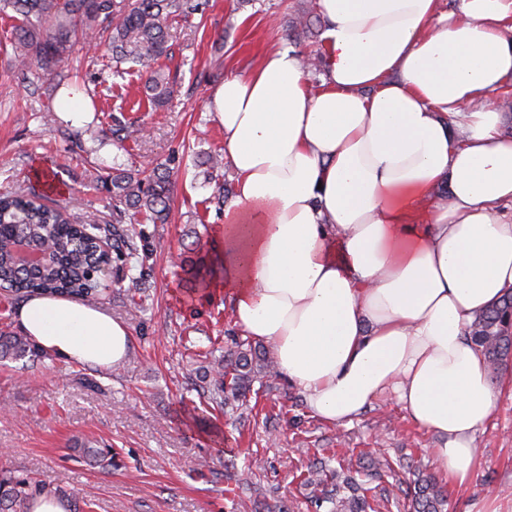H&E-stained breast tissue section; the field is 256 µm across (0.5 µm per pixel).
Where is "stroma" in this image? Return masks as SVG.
I'll return each mask as SVG.
<instances>
[{
  "label": "stroma",
  "instance_id": "35a3bbf8",
  "mask_svg": "<svg viewBox=\"0 0 512 512\" xmlns=\"http://www.w3.org/2000/svg\"><path fill=\"white\" fill-rule=\"evenodd\" d=\"M299 0H206L203 12L172 29L167 65L177 79L171 103L149 105L145 73L115 79L104 47L80 49L70 86L88 95L90 117L101 130L136 122L138 142L66 138L65 119L47 125L55 98L11 72L13 21L0 17V193L52 180L55 198L72 215L102 209L106 193L94 189L82 149H96L105 164L141 169L178 157L180 170L167 223L137 222L148 243L153 277L141 309L126 286L109 277L101 304L132 336L126 360L107 371L46 357L0 360V472L44 479L76 490L71 512H263L283 500L288 512H315L313 486L302 475L313 462L329 468L354 464L360 452L387 459L377 479L376 512H407L399 483L402 465L434 476V438L408 420L395 403L366 410L344 426L311 415L285 378L253 386L246 408L223 413L204 394L202 351L224 352L237 330L224 299L188 288L179 260L192 250L214 251L224 223L211 197L199 157L222 152L224 133L206 109L210 83L200 72L251 67L287 45L286 23ZM496 408L476 444L481 461L470 485L447 487V512H470L484 498L512 499V389L492 381ZM110 449L115 465L103 470L72 458V447ZM247 481L251 493L228 494L224 465Z\"/></svg>",
  "mask_w": 512,
  "mask_h": 512
}]
</instances>
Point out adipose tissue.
Returning <instances> with one entry per match:
<instances>
[{"label":"adipose tissue","mask_w":512,"mask_h":512,"mask_svg":"<svg viewBox=\"0 0 512 512\" xmlns=\"http://www.w3.org/2000/svg\"><path fill=\"white\" fill-rule=\"evenodd\" d=\"M323 77L268 51L215 86L234 196L211 289L332 425L393 399L469 485L494 412L473 320L512 291V0H318ZM447 185V195L437 193ZM44 353L106 368L132 347L104 307L38 296L15 313Z\"/></svg>","instance_id":"obj_1"}]
</instances>
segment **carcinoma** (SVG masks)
Listing matches in <instances>:
<instances>
[{
  "label": "carcinoma",
  "mask_w": 512,
  "mask_h": 512,
  "mask_svg": "<svg viewBox=\"0 0 512 512\" xmlns=\"http://www.w3.org/2000/svg\"><path fill=\"white\" fill-rule=\"evenodd\" d=\"M202 10L200 0H0V13L12 12L11 70L32 86H45L48 94L57 93L67 76L55 72L59 63L76 53L94 33L106 34V50L112 59V74L124 77L125 65L146 70L145 93L148 103L162 107L173 92V80L160 60L171 55L172 23L185 20ZM288 44L299 47L318 36L322 28L319 7L314 0L300 5L288 22ZM95 182L108 195L112 222H103L97 213L73 217L60 206L46 203L48 192H9L0 194V294L6 299L31 296H62L87 303L99 301L102 288L98 265L119 262L115 270H127V287L133 305L145 292L151 276L148 244L137 245L142 237L135 228L123 230L129 211L145 216L152 223L164 224L169 211L174 169L160 164L147 172L116 166L94 167ZM114 240L115 258L94 256L95 243L85 230ZM53 250L51 266L39 270L15 264L12 247L19 239ZM188 272L197 288L207 289L220 278L219 259L199 252L189 261ZM468 336L481 347L493 374L512 365V293L505 294L471 325ZM236 350L211 365L213 384L209 400L218 408L232 406L252 391L277 377L272 356L247 340L235 342ZM32 360L42 357L40 350L24 335L0 333V358ZM90 464H112V453L88 445L77 449ZM306 483L321 487L316 506L330 503L329 512H374L365 482L351 470L339 472L319 466L308 471ZM52 493L66 500L72 494L49 483L7 474L0 475V512H30L34 495ZM446 498L430 477L413 480L412 512H445Z\"/></svg>",
  "instance_id": "cac0c4a2"
}]
</instances>
